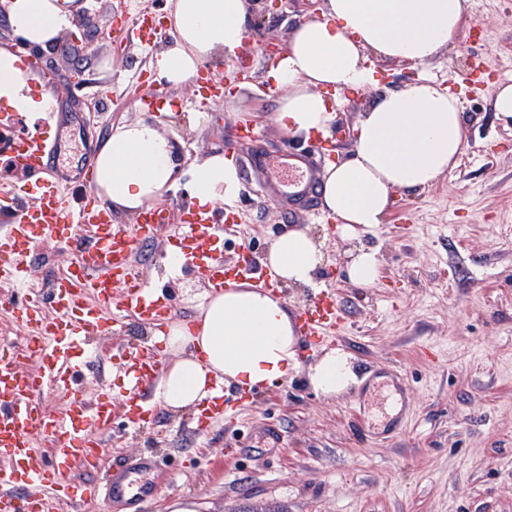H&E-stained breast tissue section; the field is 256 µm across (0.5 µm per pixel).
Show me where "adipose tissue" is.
<instances>
[{"label": "adipose tissue", "mask_w": 512, "mask_h": 512, "mask_svg": "<svg viewBox=\"0 0 512 512\" xmlns=\"http://www.w3.org/2000/svg\"><path fill=\"white\" fill-rule=\"evenodd\" d=\"M76 0H12L9 19L29 45L46 49L72 30ZM463 0H328L322 17L300 25L269 77L286 94L278 119L291 134L327 132L334 114L322 88L362 92L373 79L363 64L370 47L383 57L422 63L453 40L462 24ZM252 18L246 0H175L173 44L155 57L172 83L193 79L201 62L238 49ZM21 58L0 48V101L43 117L55 106ZM352 160L330 166L323 199L343 236L358 237L382 224L392 191L418 190L454 169L465 145L459 99L428 80L376 96L360 118ZM96 188L113 211L133 212L161 197L175 181L170 140L154 122L114 128L95 159ZM240 193L235 168L211 154L196 165L192 196L198 206H234ZM269 260L283 280L310 282L320 261L312 237L294 230L278 237ZM166 349L176 356L157 396L167 407L198 405L213 382L250 389L280 381L297 367V338L278 299L242 286L211 298L194 323L170 324ZM310 382L326 395L343 392L355 378L347 356L331 351L312 367Z\"/></svg>", "instance_id": "adipose-tissue-1"}]
</instances>
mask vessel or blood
<instances>
[{"mask_svg":"<svg viewBox=\"0 0 512 512\" xmlns=\"http://www.w3.org/2000/svg\"><path fill=\"white\" fill-rule=\"evenodd\" d=\"M66 112L49 113L42 133L14 132L12 114L0 115V133H10L9 153L19 155L28 173L23 185L0 194V288L10 289L4 304L26 334L23 358H0V512H54L60 502L73 503L89 494H104L113 512H143L156 493L148 475L159 465L152 455L128 454L112 465L99 481L77 480L80 469L96 468L116 402L128 409L126 425H152L158 407V382L165 371L159 347L113 350L109 374L121 377L118 396L101 394L86 400L78 379L81 368L99 366L91 346L95 336L127 318L162 328L175 317L172 294L137 267L141 248L154 242L160 228L171 231L162 252L170 275L194 274L206 295L240 285L276 292L280 278L247 245L237 258L224 260V239L238 235L236 210L201 209L191 204L145 205L133 223L118 224L94 182L92 163L75 174H64L51 128L63 127ZM260 130L245 123L230 129L227 151L260 141ZM335 148L248 153L242 162L260 195L270 196L289 217L302 220L315 211L327 163ZM62 239V268L47 288L28 285L38 239ZM343 313L331 282H322L310 301L293 313L294 333L305 349L335 342ZM34 359L28 370L23 359ZM63 392L68 408L47 413L40 395ZM241 397L217 387L192 418V428L204 432L243 408Z\"/></svg>","mask_w":512,"mask_h":512,"instance_id":"1","label":"vessel or blood"}]
</instances>
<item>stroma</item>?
<instances>
[{
  "label": "stroma",
  "mask_w": 512,
  "mask_h": 512,
  "mask_svg": "<svg viewBox=\"0 0 512 512\" xmlns=\"http://www.w3.org/2000/svg\"><path fill=\"white\" fill-rule=\"evenodd\" d=\"M175 0H91L105 32L96 36L83 72L40 73L45 90L81 126L62 132L65 169L84 163L116 126L150 119L178 143L180 168L165 198L191 201L194 165L225 153L236 120L265 132L264 145L310 147L277 120L283 90L234 82L222 104L199 100L189 83L174 85L151 67L152 52L122 21L158 12ZM328 0H278L267 6L260 34L242 53L271 42L285 48L293 32L326 11ZM375 87L329 91L333 127L355 128L376 93L427 79L458 94L465 116L459 165L421 191H394L373 232L349 240L336 220L305 224L323 254L318 276H330L348 327L335 346L353 358L356 381L339 396L310 383L324 348L304 353L283 380L252 391L244 412L202 434L189 431L188 409H161L156 424L130 434L114 424L104 436L101 467L118 453L157 454V495L145 512L172 501L199 512H512V118L491 107L512 84V0H464L453 47L420 64L363 52ZM81 82L78 103L68 83ZM150 94L166 112L145 108ZM90 149H83L81 136ZM238 204L247 244L269 251L293 230L287 214L242 185ZM376 249L380 277L358 286L346 276L351 253ZM398 373L407 386L402 427L388 425L394 396L370 376Z\"/></svg>",
  "instance_id": "obj_1"
}]
</instances>
